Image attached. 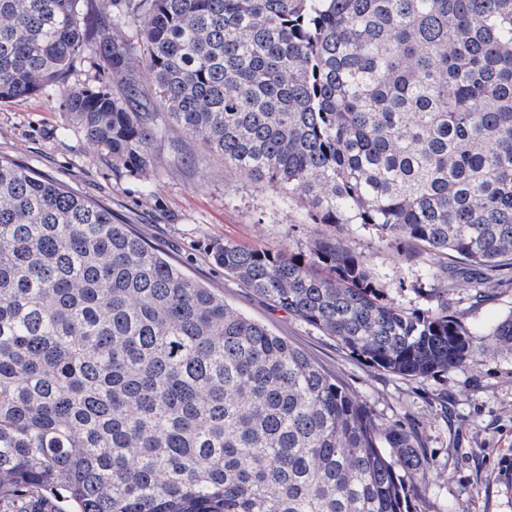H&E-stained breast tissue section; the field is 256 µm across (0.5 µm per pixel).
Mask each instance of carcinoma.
Returning a JSON list of instances; mask_svg holds the SVG:
<instances>
[{
    "label": "carcinoma",
    "mask_w": 512,
    "mask_h": 512,
    "mask_svg": "<svg viewBox=\"0 0 512 512\" xmlns=\"http://www.w3.org/2000/svg\"><path fill=\"white\" fill-rule=\"evenodd\" d=\"M86 5L0 0V103L58 89L135 174L174 125L313 223L436 259L439 281L450 256L512 263V0H99V40ZM83 58L117 89L69 85ZM210 256L387 373L512 355V314L479 343L446 308L406 311L338 233ZM425 465L412 432L109 209L0 156V505L409 512Z\"/></svg>",
    "instance_id": "carcinoma-1"
}]
</instances>
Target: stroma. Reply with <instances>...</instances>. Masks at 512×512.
<instances>
[{
	"instance_id": "35a3bbf8",
	"label": "stroma",
	"mask_w": 512,
	"mask_h": 512,
	"mask_svg": "<svg viewBox=\"0 0 512 512\" xmlns=\"http://www.w3.org/2000/svg\"><path fill=\"white\" fill-rule=\"evenodd\" d=\"M180 137L174 129L169 140L154 144L155 192L146 196L139 175L113 168L111 157L84 137L59 91L0 103L1 156L110 209L115 223L130 225L235 311L303 350L369 407L380 428L401 424L410 430L428 459L412 512H512V356L488 349L461 367L411 379L373 368L333 337L274 308L215 265L210 244L304 249L330 225L312 223L305 201L282 203L278 190L218 157L177 161L170 143ZM343 234L396 306L410 312L444 308L482 334L512 314L511 266L488 273V294L481 297L465 275L444 288L431 278L426 258H408L375 230L353 224Z\"/></svg>"
}]
</instances>
